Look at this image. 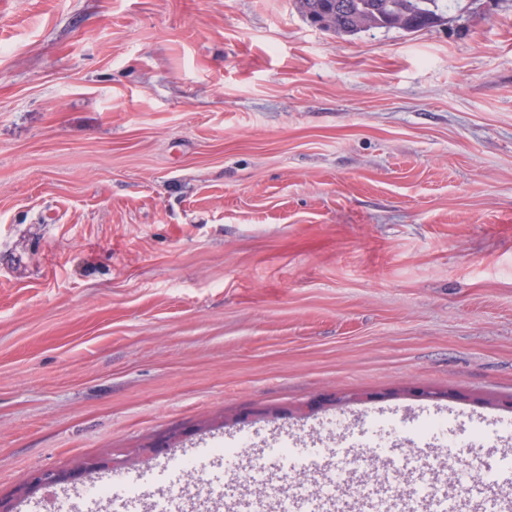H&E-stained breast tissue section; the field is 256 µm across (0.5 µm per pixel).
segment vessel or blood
Returning a JSON list of instances; mask_svg holds the SVG:
<instances>
[{"label": "vessel or blood", "instance_id": "b4317fda", "mask_svg": "<svg viewBox=\"0 0 512 512\" xmlns=\"http://www.w3.org/2000/svg\"><path fill=\"white\" fill-rule=\"evenodd\" d=\"M502 473L490 474L473 500L454 499L442 478L428 482L426 491H393L386 485L354 498L341 492L292 497L281 502L265 494H243L225 500L226 512H512V499L500 492Z\"/></svg>", "mask_w": 512, "mask_h": 512}]
</instances>
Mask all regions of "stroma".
<instances>
[{
	"label": "stroma",
	"mask_w": 512,
	"mask_h": 512,
	"mask_svg": "<svg viewBox=\"0 0 512 512\" xmlns=\"http://www.w3.org/2000/svg\"><path fill=\"white\" fill-rule=\"evenodd\" d=\"M510 398L512 0L355 36L294 0H0V493L105 453L150 512L363 492L422 448L467 498Z\"/></svg>",
	"instance_id": "stroma-1"
}]
</instances>
